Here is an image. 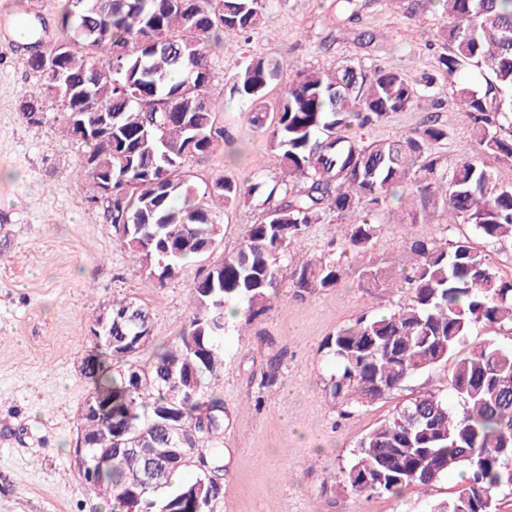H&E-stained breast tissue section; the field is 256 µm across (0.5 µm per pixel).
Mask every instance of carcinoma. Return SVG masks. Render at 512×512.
<instances>
[{"label":"carcinoma","mask_w":512,"mask_h":512,"mask_svg":"<svg viewBox=\"0 0 512 512\" xmlns=\"http://www.w3.org/2000/svg\"><path fill=\"white\" fill-rule=\"evenodd\" d=\"M448 15L441 76L468 121L479 152L512 161V0H440ZM267 0H62L59 37L26 65L38 91L21 107L33 118L41 98L62 105L66 133L88 151L78 176L112 193L92 197L122 248L139 269L163 282L191 258L208 259L221 240L211 201L245 206L263 192L264 217L247 226L237 250L210 262L191 285L188 322L152 358L139 354L152 336L148 305L112 301V343L81 372L100 418L80 414L76 442L110 428L119 447L112 463L96 467L94 490L112 512H204L221 466L218 435L224 400L207 390L224 369V305L236 301L244 321L269 309L283 282L303 298L335 287L350 270L376 288H405L408 299L391 312L362 316L340 328L326 348L336 361L332 398L358 408L405 387L414 376L453 360V400L426 391L408 400L357 443L344 468L342 491L397 496L407 486L428 487L453 471L465 483L434 512H493L491 492L512 491V346L492 339L472 347L481 324L512 328V280L469 238L451 243L407 237L398 247L399 271L368 258L379 225L373 212L395 188L413 200L442 198L448 223L467 224L491 245L512 241V185L464 161L444 169L439 149L448 126L436 113L394 137L363 140L360 130L416 105L434 79L409 80L399 69L367 72L347 61L334 70H303L267 104L283 67L274 56L249 59L230 92L248 101L251 125L267 134L281 177L274 184L219 178L200 188L187 159L214 153L224 141L219 104L209 97L215 74L210 46L224 30L249 34L261 26ZM52 60L66 82L52 76ZM99 135L77 134L74 113ZM315 224L346 226L340 254L295 262L292 251ZM176 391L180 401L164 413ZM156 448H183L188 461L172 466ZM198 462L188 482L177 475ZM164 472L165 487L137 484L148 465Z\"/></svg>","instance_id":"cac0c4a2"}]
</instances>
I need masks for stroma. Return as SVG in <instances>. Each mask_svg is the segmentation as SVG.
<instances>
[{
    "mask_svg": "<svg viewBox=\"0 0 512 512\" xmlns=\"http://www.w3.org/2000/svg\"><path fill=\"white\" fill-rule=\"evenodd\" d=\"M338 8L337 0H275L252 36L225 31L210 96L219 103L230 143L190 160L199 182L225 177L270 184L280 176L265 135L247 120L248 102L229 92L232 76L249 58L279 56L286 82L301 70H332L347 60L395 67L412 80L437 73L446 26L439 6L370 0L353 23L339 18ZM363 32L372 34L370 45L359 44ZM27 57L17 36H0V512H109L74 462L77 418L90 392L80 365L92 348L91 328L113 300L133 298L151 309L154 345L169 344L186 323L201 265L188 263L162 283L133 268L102 206L90 202L92 182L75 177L85 148L66 136L58 102L44 100L38 122L22 114L21 104L39 83ZM432 93L443 102L439 115L449 131L441 150L445 168L472 160L512 185V161L476 149L446 84L437 83ZM409 210L392 198L377 211L376 265L393 263L405 234L455 240L470 232L447 222L439 200L418 208L413 223ZM216 213L222 253L234 251L245 228L263 217L257 199ZM406 297L351 276L302 300L281 288L273 306L249 323L236 303H226L224 371L210 384L228 415L221 437L224 496L213 512H430L454 495L461 482L456 473L395 497L337 490L361 437L413 395L448 389V369L441 366L359 409L325 392L335 370L327 339ZM274 355L278 379L261 387Z\"/></svg>",
    "mask_w": 512,
    "mask_h": 512,
    "instance_id": "35a3bbf8",
    "label": "stroma"
}]
</instances>
